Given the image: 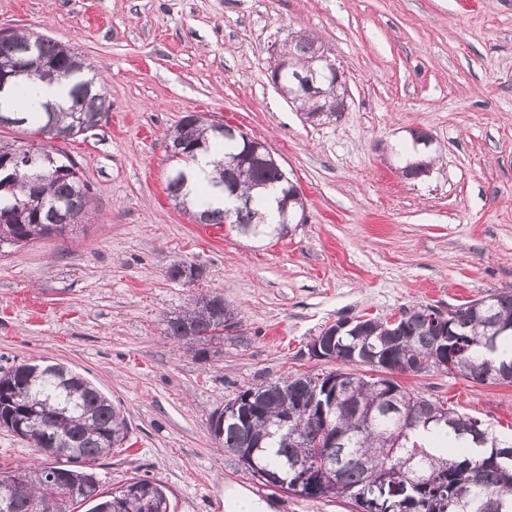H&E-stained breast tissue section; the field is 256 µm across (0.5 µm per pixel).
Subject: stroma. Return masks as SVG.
I'll list each match as a JSON object with an SVG mask.
<instances>
[{
    "mask_svg": "<svg viewBox=\"0 0 512 512\" xmlns=\"http://www.w3.org/2000/svg\"><path fill=\"white\" fill-rule=\"evenodd\" d=\"M0 30L68 44L102 76L109 119L56 147L90 188L83 223L0 250V366L44 360L121 409L130 440L102 459L105 489L163 484L170 512H235L257 479L211 439L246 385L314 369L309 340L339 316L440 311L512 288V0H0ZM343 73L348 109L306 122L270 83L295 31ZM267 143L305 200L288 235L259 240L173 209L165 135L183 115ZM434 164L404 179L410 129ZM198 265L195 282L170 264ZM239 326L198 359L164 333L199 294ZM407 390L512 433V384L402 375ZM0 429V473L49 465ZM355 512L284 491L256 512Z\"/></svg>",
    "mask_w": 512,
    "mask_h": 512,
    "instance_id": "1",
    "label": "stroma"
}]
</instances>
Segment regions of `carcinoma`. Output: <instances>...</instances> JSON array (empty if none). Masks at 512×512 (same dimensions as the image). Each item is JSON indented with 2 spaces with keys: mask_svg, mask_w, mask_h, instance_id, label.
<instances>
[{
  "mask_svg": "<svg viewBox=\"0 0 512 512\" xmlns=\"http://www.w3.org/2000/svg\"><path fill=\"white\" fill-rule=\"evenodd\" d=\"M21 72L12 79L28 82H72L69 104H50L26 118H10L0 111V126L32 125L47 129L51 139L71 140L97 127L108 116L106 97L91 79L77 78L87 64L73 49L42 35L11 32ZM315 37L285 44L299 68L285 77L291 83L305 72ZM184 143L183 158L175 160L166 190L172 199H187L185 170L202 152L223 155L208 187L194 194L192 216L206 224H234L252 237L280 235V225L267 223L266 195L252 189L256 181L276 182L272 168H244L224 180V165L237 157L243 143L216 134L201 118L183 116L168 143ZM31 153L23 160L20 155ZM237 193L243 206L229 215L211 204L212 190ZM90 205L89 187L78 164L66 152L55 153L45 142L34 149L25 141L0 143V248L26 244L39 237L62 235L82 223ZM61 211L67 223L54 224ZM166 275L174 281H196L202 269L173 263ZM487 307L471 300L452 317L435 324L436 309L416 305L402 309L398 323L381 318L362 320L342 316L322 331L341 330L336 354L370 348L377 363L368 365L377 376L334 370L311 386L310 373L278 378L239 390L235 399L252 396L244 414L217 410L212 439L231 454L238 448L255 450L251 475L269 472L300 484L297 495L310 499L345 498L357 512H512V438L500 436L491 424L458 413L437 400H414L408 390L386 374L411 357L419 373L440 372V359L451 360L455 374L476 384H505L497 370L512 368V359L496 356L500 345L512 343V289L492 293ZM224 298L205 295L183 313L166 320V335L186 344L202 343L195 356L208 357L218 328L224 324ZM447 332L446 349L434 342L436 330ZM288 417V430L278 429ZM335 439L317 459L306 438L323 422ZM0 427L55 458L52 467L20 469L22 491L0 488V512H41L39 505L54 487L74 491L69 505L88 506L86 512H161L168 501L165 487L150 479L130 478L124 487L143 486L144 498H122L108 491L93 471L95 463L127 442L123 413L84 377L60 364L19 363L0 375Z\"/></svg>",
  "mask_w": 512,
  "mask_h": 512,
  "instance_id": "carcinoma-1",
  "label": "carcinoma"
}]
</instances>
